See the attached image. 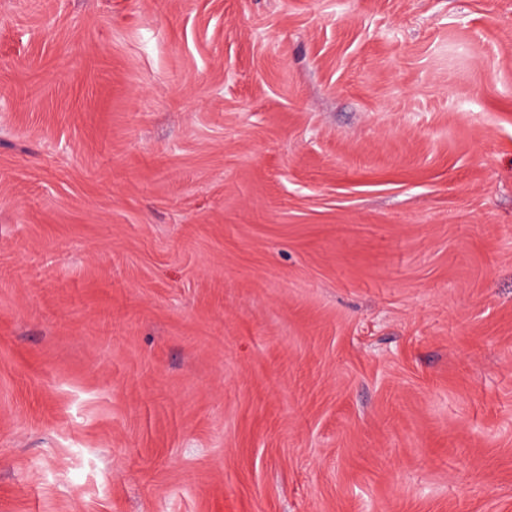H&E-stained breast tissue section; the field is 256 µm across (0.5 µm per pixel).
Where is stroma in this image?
<instances>
[{"label": "stroma", "instance_id": "stroma-1", "mask_svg": "<svg viewBox=\"0 0 512 512\" xmlns=\"http://www.w3.org/2000/svg\"><path fill=\"white\" fill-rule=\"evenodd\" d=\"M0 512H512V0H0Z\"/></svg>", "mask_w": 512, "mask_h": 512}]
</instances>
